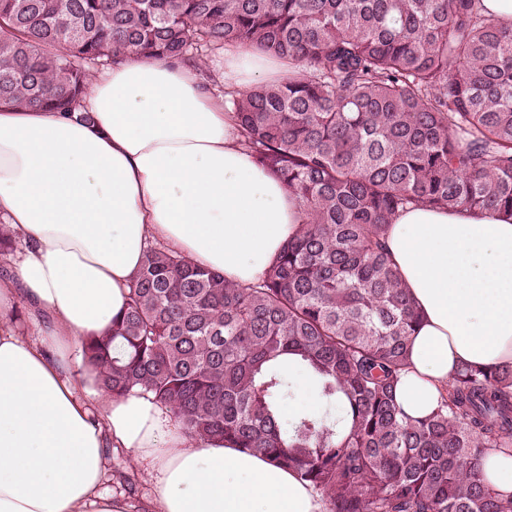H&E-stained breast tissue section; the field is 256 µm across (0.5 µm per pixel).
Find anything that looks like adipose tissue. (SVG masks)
<instances>
[{"instance_id":"1","label":"adipose tissue","mask_w":512,"mask_h":512,"mask_svg":"<svg viewBox=\"0 0 512 512\" xmlns=\"http://www.w3.org/2000/svg\"><path fill=\"white\" fill-rule=\"evenodd\" d=\"M219 70L242 94L289 66L230 43ZM82 105L0 104V223L20 242L0 261V512H128L103 490L112 448L147 464L150 512H325L308 483L188 437L152 396L105 394L91 412L94 374L75 373L71 351L110 331L152 245L248 285L302 214L192 64L125 57L94 75ZM386 244L422 316L397 387L422 419L461 366L512 367V217L410 207ZM20 301L34 332L9 317ZM482 470L512 499V450L487 452Z\"/></svg>"}]
</instances>
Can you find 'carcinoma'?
<instances>
[{"label":"carcinoma","instance_id":"obj_1","mask_svg":"<svg viewBox=\"0 0 512 512\" xmlns=\"http://www.w3.org/2000/svg\"><path fill=\"white\" fill-rule=\"evenodd\" d=\"M227 43L292 65L230 104L301 231L245 286L150 250L82 342L99 389L292 470L326 512H512L482 474L512 448V369L464 366L433 414L404 412L420 314L385 241L410 206L512 216V27L481 0H0V102L71 113L128 52L199 66ZM291 366L342 425L283 415Z\"/></svg>","mask_w":512,"mask_h":512}]
</instances>
